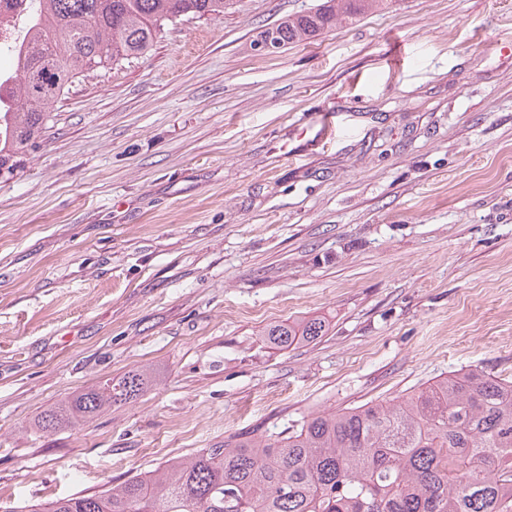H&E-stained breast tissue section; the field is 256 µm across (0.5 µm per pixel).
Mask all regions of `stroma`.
I'll use <instances>...</instances> for the list:
<instances>
[{
	"mask_svg": "<svg viewBox=\"0 0 512 512\" xmlns=\"http://www.w3.org/2000/svg\"><path fill=\"white\" fill-rule=\"evenodd\" d=\"M231 0L76 81L0 179V512L457 369L512 377V0ZM343 139L318 140L322 112ZM322 318L279 351L264 329ZM147 390L42 432L51 406ZM384 0H326L314 10L288 16L273 29L286 48L305 39H311L327 28L352 24L364 14L384 5ZM148 376L133 370L114 380L107 378L47 409L37 420L39 430L47 432L68 426L76 420H89L104 410L137 400L145 391Z\"/></svg>",
	"mask_w": 512,
	"mask_h": 512,
	"instance_id": "1",
	"label": "stroma"
}]
</instances>
